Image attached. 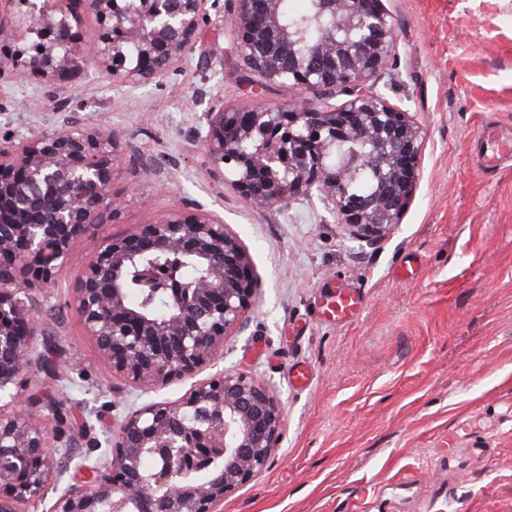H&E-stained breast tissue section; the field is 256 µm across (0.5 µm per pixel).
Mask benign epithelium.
Instances as JSON below:
<instances>
[{
	"label": "benign epithelium",
	"instance_id": "7a95c632",
	"mask_svg": "<svg viewBox=\"0 0 512 512\" xmlns=\"http://www.w3.org/2000/svg\"><path fill=\"white\" fill-rule=\"evenodd\" d=\"M30 39H13L0 15V56L52 82L78 72L82 35L45 17L39 0H16ZM99 20L91 48L106 73L125 83L164 74L196 49L218 0H85ZM225 19L239 57L269 83L295 90L291 102L198 116L203 170L253 205L266 208L318 192L349 235L371 243L407 211L419 179L420 127L390 105L375 84L396 34L381 0H319L333 23L317 41L294 40L280 0H234ZM341 90L346 100L329 104ZM364 140L363 156L331 157ZM115 137L90 124L32 136L0 135V512L42 497L61 465L41 419L22 408L24 378L37 352L39 322L32 291L48 288L75 241L112 206ZM378 185L356 189L367 171ZM173 256L199 271L196 287L177 277ZM141 269L149 297L129 300L126 276ZM259 281L246 248L202 209L170 212L132 233L106 237L72 286L86 335L113 373L137 387H160L213 371L175 401L150 402L128 414L107 439V452L86 480L69 485L50 512H217L267 467L284 422L268 383L217 367V354L238 335ZM152 458L160 469L147 466Z\"/></svg>",
	"mask_w": 512,
	"mask_h": 512
}]
</instances>
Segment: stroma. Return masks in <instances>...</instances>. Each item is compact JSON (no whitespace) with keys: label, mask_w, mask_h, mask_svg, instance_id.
<instances>
[{"label":"stroma","mask_w":512,"mask_h":512,"mask_svg":"<svg viewBox=\"0 0 512 512\" xmlns=\"http://www.w3.org/2000/svg\"><path fill=\"white\" fill-rule=\"evenodd\" d=\"M383 3L396 44L377 86L411 113L423 146L410 208L373 245L319 198L259 208L203 175L201 112L292 97L247 70L214 26L178 69L144 83L114 80L90 53L55 84L0 59V130L90 123L112 130L123 155L111 213L75 243L36 312L42 362L24 394L51 445L72 456L23 512H50L90 440L190 388L186 378L140 389L112 374L68 304L102 238L190 207L238 236L261 281L222 363L272 385L285 417L264 472L219 512H512V156L483 168L477 138L485 126L512 136V0ZM141 162L157 174L140 178ZM341 288L361 306L339 322L327 303ZM301 365L303 387L290 377Z\"/></svg>","instance_id":"stroma-1"}]
</instances>
